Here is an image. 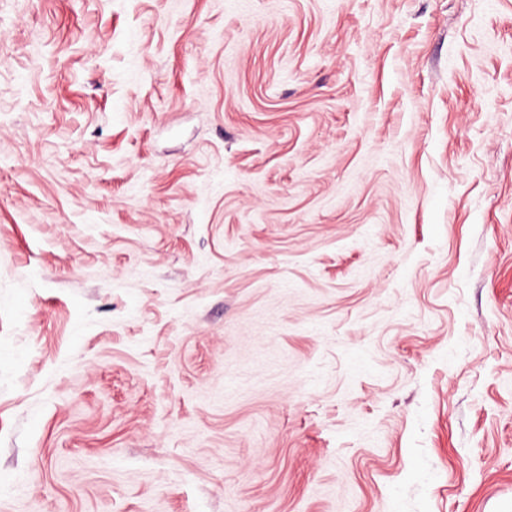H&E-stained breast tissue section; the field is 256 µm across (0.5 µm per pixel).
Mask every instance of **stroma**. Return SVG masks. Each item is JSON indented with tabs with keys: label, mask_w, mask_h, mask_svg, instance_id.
<instances>
[{
	"label": "stroma",
	"mask_w": 512,
	"mask_h": 512,
	"mask_svg": "<svg viewBox=\"0 0 512 512\" xmlns=\"http://www.w3.org/2000/svg\"><path fill=\"white\" fill-rule=\"evenodd\" d=\"M0 512H512V0H0Z\"/></svg>",
	"instance_id": "obj_1"
}]
</instances>
